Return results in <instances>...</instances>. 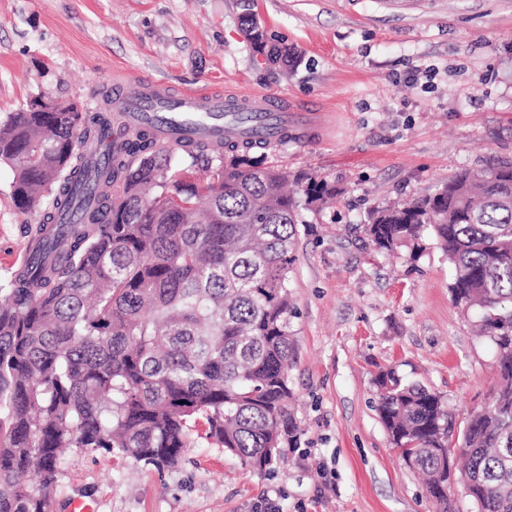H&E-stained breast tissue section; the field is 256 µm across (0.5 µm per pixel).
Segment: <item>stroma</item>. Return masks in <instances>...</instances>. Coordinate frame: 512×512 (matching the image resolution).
Segmentation results:
<instances>
[{"instance_id": "35a3bbf8", "label": "stroma", "mask_w": 512, "mask_h": 512, "mask_svg": "<svg viewBox=\"0 0 512 512\" xmlns=\"http://www.w3.org/2000/svg\"><path fill=\"white\" fill-rule=\"evenodd\" d=\"M243 0H0V116L42 95L94 112L113 74L179 90L270 94L291 137L269 162L335 184L305 212L291 296L288 374L299 447L260 475L217 447L163 471L77 449L60 460L53 512H434L421 476L376 411V373L481 409L499 383L495 348L450 297L432 239L419 255L374 251L373 210L434 191L458 170L512 163V0H254L289 74L262 63L241 30ZM0 163V280L22 262L34 214Z\"/></svg>"}]
</instances>
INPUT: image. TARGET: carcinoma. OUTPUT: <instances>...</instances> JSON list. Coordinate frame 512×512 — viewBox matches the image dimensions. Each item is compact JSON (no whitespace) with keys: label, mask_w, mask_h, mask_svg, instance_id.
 Segmentation results:
<instances>
[{"label":"carcinoma","mask_w":512,"mask_h":512,"mask_svg":"<svg viewBox=\"0 0 512 512\" xmlns=\"http://www.w3.org/2000/svg\"><path fill=\"white\" fill-rule=\"evenodd\" d=\"M254 49L294 66L251 11ZM35 97L0 119V161L18 208L37 212L31 259L0 281V512H52L63 449L157 470L217 445L262 474L300 433L288 408L296 310L289 292L302 211L336 195L313 176L285 190L264 142L189 141L178 155L135 126L93 167L81 151L124 117ZM204 176L195 177L200 159ZM81 204L82 219L61 217ZM376 251L448 261L453 304L480 313L500 383L462 420L393 368L375 377L391 445L448 512L446 449L478 481L477 512H512V163L462 169L434 194L374 212Z\"/></svg>","instance_id":"1"}]
</instances>
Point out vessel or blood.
<instances>
[{"mask_svg":"<svg viewBox=\"0 0 512 512\" xmlns=\"http://www.w3.org/2000/svg\"><path fill=\"white\" fill-rule=\"evenodd\" d=\"M267 96L227 92L217 97L203 88L185 89L169 93L158 85L126 84L119 99L123 111L129 112L139 123L150 124L163 145L178 148L187 139L219 140L244 133V126L225 122L224 111L256 112L264 121L255 128L257 138L267 140L270 148H277L274 134L281 115L267 108Z\"/></svg>","mask_w":512,"mask_h":512,"instance_id":"obj_1","label":"vessel or blood"}]
</instances>
